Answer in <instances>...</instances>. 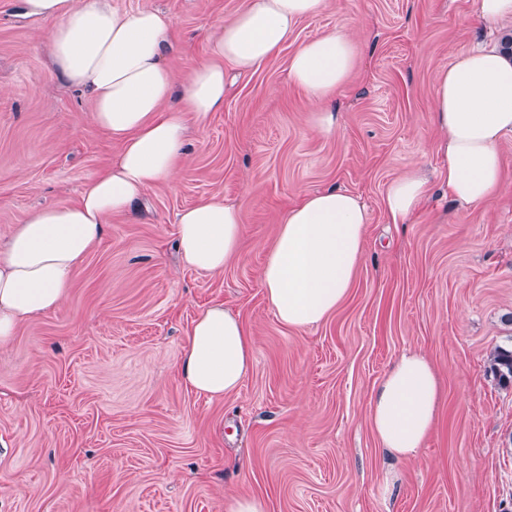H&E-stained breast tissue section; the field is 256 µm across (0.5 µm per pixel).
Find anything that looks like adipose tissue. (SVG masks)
Segmentation results:
<instances>
[{
  "instance_id": "obj_1",
  "label": "adipose tissue",
  "mask_w": 512,
  "mask_h": 512,
  "mask_svg": "<svg viewBox=\"0 0 512 512\" xmlns=\"http://www.w3.org/2000/svg\"><path fill=\"white\" fill-rule=\"evenodd\" d=\"M24 16L46 26L56 74L87 90L97 126L119 142L117 159L87 182L78 201L34 208L0 247V347L25 319L58 307L74 270L99 243L112 215L134 214L150 187L173 181L192 127L204 126L224 107V66L257 69L287 45L298 23L326 0H245L230 20L210 28L212 62L177 81L164 65L172 21L158 10L121 12L110 0H18ZM354 40L343 28L300 45L289 78L315 112V127L336 129L331 101L350 75ZM430 120L438 132L450 199L480 204L501 182L499 146L512 134V54L481 48L459 55L437 75ZM431 195L415 169L392 179L383 195L391 223L404 224ZM175 248L190 268L224 271L241 248L239 208L209 202L177 215ZM367 212L345 190L303 194L280 224L261 270V283L277 318L294 329L319 324L346 298L364 253ZM254 344L240 319L214 305L194 321L180 373L199 395L236 391L254 361ZM439 380L421 353H402L374 390L372 430L390 455L418 453L431 433L439 405Z\"/></svg>"
}]
</instances>
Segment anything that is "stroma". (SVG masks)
<instances>
[{"instance_id":"obj_1","label":"stroma","mask_w":512,"mask_h":512,"mask_svg":"<svg viewBox=\"0 0 512 512\" xmlns=\"http://www.w3.org/2000/svg\"><path fill=\"white\" fill-rule=\"evenodd\" d=\"M173 21L165 63L183 79L209 62L207 30L243 0H112ZM477 0H328L293 43L343 27L354 68L336 92L333 134L312 122L289 51L231 82L186 147L178 177L113 215L57 308L0 348V512H224L232 496L268 512H512V385L490 358L512 347V138L493 199L461 206L439 175L430 122L436 76L489 43ZM119 146L89 95L51 68L41 24L0 0V241L40 206L75 203ZM424 166L433 192L388 223L387 183ZM332 187L368 212L345 301L306 329L284 326L260 273L288 206ZM221 201L243 243L223 273L182 266L176 215ZM224 305L252 334L254 362L219 399L179 377L186 336ZM435 367V426L410 459L380 448L373 391L405 351Z\"/></svg>"}]
</instances>
